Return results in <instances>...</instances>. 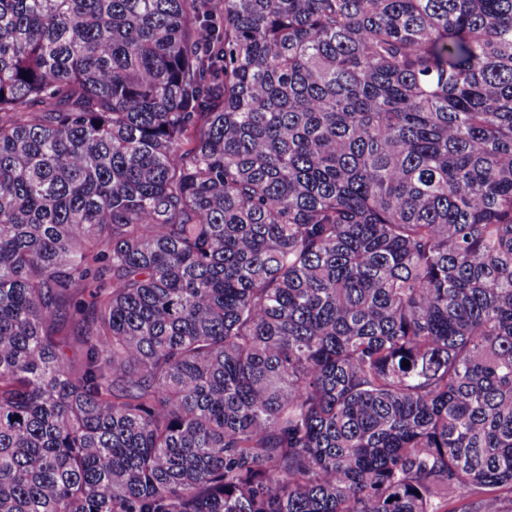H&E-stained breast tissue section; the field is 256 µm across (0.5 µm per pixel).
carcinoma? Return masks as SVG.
<instances>
[{
    "label": "carcinoma",
    "mask_w": 512,
    "mask_h": 512,
    "mask_svg": "<svg viewBox=\"0 0 512 512\" xmlns=\"http://www.w3.org/2000/svg\"><path fill=\"white\" fill-rule=\"evenodd\" d=\"M0 512H512V0H0Z\"/></svg>",
    "instance_id": "cac0c4a2"
}]
</instances>
